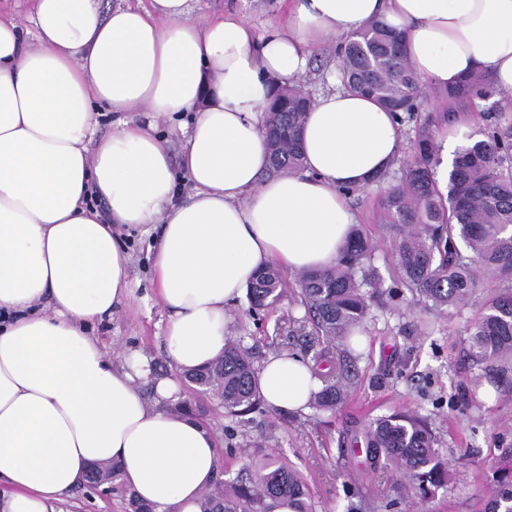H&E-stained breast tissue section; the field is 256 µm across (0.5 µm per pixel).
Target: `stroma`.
<instances>
[{
  "instance_id": "35a3bbf8",
  "label": "stroma",
  "mask_w": 512,
  "mask_h": 512,
  "mask_svg": "<svg viewBox=\"0 0 512 512\" xmlns=\"http://www.w3.org/2000/svg\"><path fill=\"white\" fill-rule=\"evenodd\" d=\"M237 12L257 29L283 22L282 0H190L189 21L201 16ZM443 112L469 121V141L482 139L487 113H503L512 120V102L496 92L458 104L440 91H426L415 121L404 123L401 160L383 182L350 195L357 225L371 238L374 264L383 282V295L370 303L363 322L362 343L352 353L353 372L347 398L335 409H309L304 413L262 409L235 417L225 412L214 395L197 394L182 383L183 398L203 410L202 422L218 438L225 482L247 473L253 460L275 453L305 480L315 512H412V499L394 487L390 469H372L356 437L371 422L394 412H409L426 420L433 429L439 455L451 462L454 481L426 503L427 512H475L488 492L492 467L502 440L512 441V390L485 387L481 419H473L462 404L475 368L467 357V329L481 311L487 295L499 288L497 279L482 276L478 291L461 309L435 310L415 303L411 293L399 301L386 294L397 277L393 250L394 231L381 221V200L399 184L403 163L411 157V144L421 120ZM123 241L131 255L129 275L134 298L117 310L111 320L96 325L95 336L111 351L114 360L135 354L153 372L176 376L164 351L166 313L157 304L147 260L149 236L133 230ZM248 300L231 311L227 330L232 342L246 349L254 362L273 353H293L313 360L316 350L307 338L313 333L304 308L297 300L293 275H286L279 303L253 319ZM67 512H128L126 489L114 485L106 496L76 489Z\"/></svg>"
}]
</instances>
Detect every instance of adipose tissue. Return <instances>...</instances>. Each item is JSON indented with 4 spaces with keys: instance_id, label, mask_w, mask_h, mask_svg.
Returning <instances> with one entry per match:
<instances>
[{
    "instance_id": "1",
    "label": "adipose tissue",
    "mask_w": 512,
    "mask_h": 512,
    "mask_svg": "<svg viewBox=\"0 0 512 512\" xmlns=\"http://www.w3.org/2000/svg\"><path fill=\"white\" fill-rule=\"evenodd\" d=\"M189 10L31 0L27 28L0 11V512H60L112 461L154 512H200L220 466L213 431L171 410L176 380L114 363L88 328L133 294L119 225L160 230L153 286L181 373L223 356L229 308L257 271L335 266L355 224L345 188L383 175L402 137L377 99L332 86L303 123L301 170L270 174L262 115L308 72L311 46L380 18L429 87L482 72L512 97V0H290L287 24L260 33ZM101 111L191 114L179 161L132 119L94 139ZM256 376L277 411H307L321 387L285 353ZM148 377L150 401L136 385Z\"/></svg>"
}]
</instances>
